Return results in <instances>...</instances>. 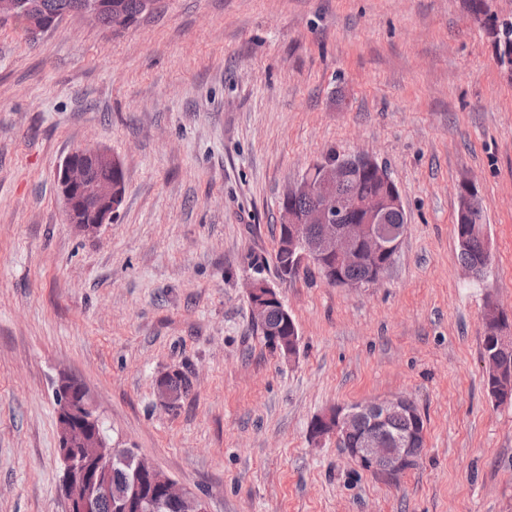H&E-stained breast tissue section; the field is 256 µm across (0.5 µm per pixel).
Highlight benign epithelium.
<instances>
[{"label":"benign epithelium","instance_id":"benign-epithelium-1","mask_svg":"<svg viewBox=\"0 0 512 512\" xmlns=\"http://www.w3.org/2000/svg\"><path fill=\"white\" fill-rule=\"evenodd\" d=\"M28 13L29 33L36 37L50 30L57 18L40 9L38 0H0V21L13 19L18 12ZM78 12L102 21L112 16V0H82ZM471 20L488 25L491 36L503 45L506 53L500 63L512 74V45L503 35V18L489 12L487 0L468 9ZM120 164L117 156L104 147L80 146L71 151L58 169V186L65 212L75 232L91 236L112 223L116 204L112 202V179H91L90 170H107ZM359 171L377 176L388 186L385 206L378 208L370 198L347 196L340 192L348 172ZM295 193L313 196L317 204L311 210L287 208L282 212L286 228L285 239L292 242L295 262H319L326 268L329 279L344 288H365L377 285L383 269L395 256L404 229L382 231L385 214L402 207L398 188L387 170L374 159L363 155L343 156L335 161L319 163L318 175L304 178L292 187ZM377 265L376 273L367 282H351L341 277V271L356 262ZM257 324H265L267 310L282 304L274 288L261 280L252 281L248 289ZM483 335L494 350L483 354L484 363L496 368L495 378L488 380L491 398L501 403L512 402V362L503 356L512 352V316L494 300L488 301L482 317ZM59 434V453L63 465L62 492L68 502L67 512H98L104 501L112 503L113 512H129L143 505L146 489L153 485L161 489L176 512H208L204 500L178 485L155 465L108 443L100 416L87 390L70 376L62 377L55 389ZM395 417L407 419L409 433L390 440L384 436L389 421ZM368 427L343 452L363 471L394 482L416 468L419 457L416 446L424 442L425 427L415 402L399 395L387 399L358 401L347 407H333L315 418L312 438L327 435L343 439V435ZM97 448L96 459L85 457L81 449ZM119 462L130 469L122 491L112 493V465Z\"/></svg>","mask_w":512,"mask_h":512}]
</instances>
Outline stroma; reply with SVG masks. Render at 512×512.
Returning <instances> with one entry per match:
<instances>
[{"label":"stroma","instance_id":"1","mask_svg":"<svg viewBox=\"0 0 512 512\" xmlns=\"http://www.w3.org/2000/svg\"><path fill=\"white\" fill-rule=\"evenodd\" d=\"M121 160L126 193L91 237L58 167ZM365 154L406 219L378 285L281 281L280 202L328 151ZM485 207L493 260L457 259L458 188ZM279 293L294 358L254 326ZM512 313V78L463 0H160L131 27L71 14L0 21V512H65L54 387L88 388L109 443L208 512H512V403L485 388L486 299ZM179 370L190 391L162 406ZM404 395L418 466L389 484L313 419ZM248 294L252 305V311L258 325H265V316L267 310L271 307H274L270 309L267 317V327H270V329L267 330L268 336L263 327L260 328L258 325L257 327L260 329L263 338L268 343V345H270L273 349L278 350L276 344L281 343L283 330L275 327H278L282 323L284 318L283 312H286L288 315V310L283 307V303L279 298L276 290L264 281H252L250 288L248 289ZM278 305H281L283 312L279 308L275 307ZM270 336H272L273 340Z\"/></svg>","mask_w":512,"mask_h":512}]
</instances>
